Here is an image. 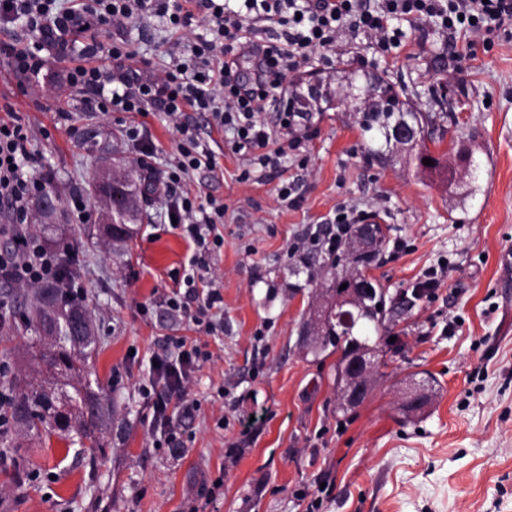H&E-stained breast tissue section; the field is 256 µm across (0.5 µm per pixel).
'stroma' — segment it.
Instances as JSON below:
<instances>
[{"label":"stroma","instance_id":"obj_1","mask_svg":"<svg viewBox=\"0 0 512 512\" xmlns=\"http://www.w3.org/2000/svg\"><path fill=\"white\" fill-rule=\"evenodd\" d=\"M400 27L401 46L385 56L364 36L344 37L335 54L289 74L281 94L318 71L381 75L431 115L424 135L440 167L380 164L352 113L314 112L303 122L308 138L282 160L298 185L295 207L232 152L207 113L176 122L157 112L137 128L125 112L84 111L64 84L69 61L49 57L40 79L24 84L0 56V117L13 113L28 130V174L66 203L82 194L91 213L82 224L64 208L68 249L58 259L88 288L99 343L85 373L114 405L92 454L75 432L39 436L15 424L0 436V512H512V35L452 47L432 22ZM208 28L197 18L175 35L151 16L100 27L99 38L133 43L156 73ZM181 122L219 163L191 178L192 192L226 206L224 245L205 256L224 297V329L214 334L166 303L194 254L168 224L161 191ZM89 125L109 154L83 145ZM146 141L158 153L150 172L136 164ZM106 165L148 187L136 232L122 241L101 235L88 192ZM247 168L250 181H240ZM352 205L385 229L367 274L388 303L374 388L341 413L337 354H311L301 337L326 288L316 262L328 252L302 240ZM434 272L443 286L417 290ZM5 322L0 393H21L43 381L29 354L35 332L18 316ZM170 336L211 357L186 386L189 415L171 408L158 418L141 388ZM409 378L429 389L411 422L397 410Z\"/></svg>","mask_w":512,"mask_h":512}]
</instances>
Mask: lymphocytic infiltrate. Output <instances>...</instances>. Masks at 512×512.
<instances>
[{
	"instance_id": "lymphocytic-infiltrate-1",
	"label": "lymphocytic infiltrate",
	"mask_w": 512,
	"mask_h": 512,
	"mask_svg": "<svg viewBox=\"0 0 512 512\" xmlns=\"http://www.w3.org/2000/svg\"><path fill=\"white\" fill-rule=\"evenodd\" d=\"M235 9L225 0H93L78 9L64 7L61 0H0V23L16 21L36 33L26 44L0 43L14 72L25 81L38 79L49 52L78 53L81 62L67 71L68 83L82 94L89 111L133 112L147 116L164 112L180 116L193 110L207 112L215 124L233 135L234 151L258 150V163L269 177L281 179V199H290L294 188L282 178L281 157L285 149H299L293 134L297 113L282 111L276 129L260 119L274 103L272 92L289 71L314 55L335 48L343 33L368 36L378 52L399 47L400 22L436 18L449 41L466 34L490 38L512 22V0H242ZM203 14L212 25V39H198L190 47L192 63L172 59L162 76L129 67L136 55L128 43H91L82 48L69 44L68 36L94 25L122 26L138 17L154 14L168 19L172 28L191 24ZM271 32V43L254 41L257 27ZM253 57V85L238 78L240 56ZM289 134L281 143L277 132ZM176 161L171 164L164 190L172 196L169 208L184 237L199 248L221 247L224 236V206L215 198L197 202L186 183L194 172L216 170L215 155L188 126H180ZM28 133L18 121L0 120V207H5L16 225L28 217L30 200L43 193L44 182L24 171ZM58 258L36 240L17 233L13 247L0 253V279L37 284L54 278ZM205 276L186 275L183 290L173 291L167 304L182 312L196 326L213 333L224 326V299L216 288L200 291ZM175 356L157 361L155 377L142 392L157 415H165L172 398L182 395L192 368L209 357L208 352L183 339L175 340Z\"/></svg>"
}]
</instances>
